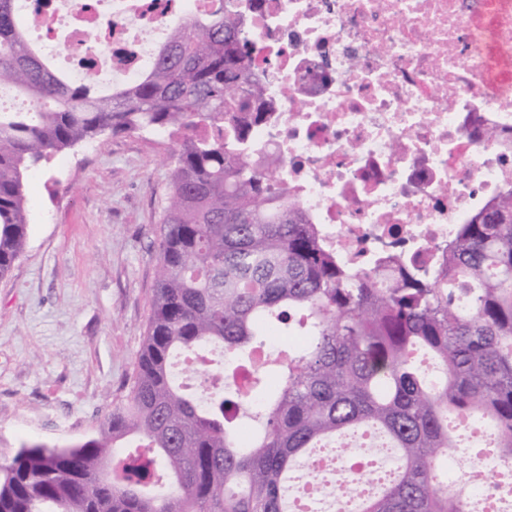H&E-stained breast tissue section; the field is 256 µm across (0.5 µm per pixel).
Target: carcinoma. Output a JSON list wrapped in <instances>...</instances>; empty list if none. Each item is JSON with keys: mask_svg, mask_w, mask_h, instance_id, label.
<instances>
[{"mask_svg": "<svg viewBox=\"0 0 512 512\" xmlns=\"http://www.w3.org/2000/svg\"><path fill=\"white\" fill-rule=\"evenodd\" d=\"M0 0V87L31 112H0V276L28 235L22 169L105 135L177 138L163 202L153 311L127 394L97 432L70 446L24 441L0 454V512H287L313 451L349 432L392 450L391 476L363 492L327 488L354 512H468L448 491L465 459L448 424L489 422L493 453L512 458V194L458 225L448 258L378 286L341 261L288 186L251 160L246 112L260 100L241 20L219 6L169 28L153 67L109 94L56 70ZM301 336L259 357L264 336ZM239 359L247 391L206 405L184 392L173 356L208 348ZM432 353L441 376L417 366ZM248 405L257 432H233Z\"/></svg>", "mask_w": 512, "mask_h": 512, "instance_id": "carcinoma-1", "label": "carcinoma"}]
</instances>
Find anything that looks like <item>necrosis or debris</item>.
Instances as JSON below:
<instances>
[{
	"label": "necrosis or debris",
	"mask_w": 512,
	"mask_h": 512,
	"mask_svg": "<svg viewBox=\"0 0 512 512\" xmlns=\"http://www.w3.org/2000/svg\"><path fill=\"white\" fill-rule=\"evenodd\" d=\"M224 5L248 34L264 168L353 265L401 254L437 266L458 224L512 190V0H41L74 76L130 83L170 23ZM314 461L300 512H328Z\"/></svg>",
	"instance_id": "4bbe7bcc"
}]
</instances>
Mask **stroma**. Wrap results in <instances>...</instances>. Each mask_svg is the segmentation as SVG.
I'll return each mask as SVG.
<instances>
[{
    "label": "stroma",
    "instance_id": "1",
    "mask_svg": "<svg viewBox=\"0 0 512 512\" xmlns=\"http://www.w3.org/2000/svg\"><path fill=\"white\" fill-rule=\"evenodd\" d=\"M172 143L118 134L29 169L26 248L0 277V454L70 445L128 388L157 280Z\"/></svg>",
    "mask_w": 512,
    "mask_h": 512
}]
</instances>
